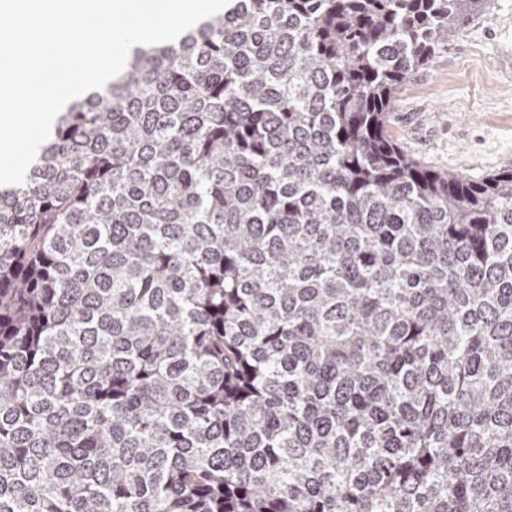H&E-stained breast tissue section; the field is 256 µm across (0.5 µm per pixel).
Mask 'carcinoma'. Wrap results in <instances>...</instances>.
Instances as JSON below:
<instances>
[{
  "label": "carcinoma",
  "instance_id": "obj_1",
  "mask_svg": "<svg viewBox=\"0 0 512 512\" xmlns=\"http://www.w3.org/2000/svg\"><path fill=\"white\" fill-rule=\"evenodd\" d=\"M482 0H228L0 187V512H512V171L405 80Z\"/></svg>",
  "mask_w": 512,
  "mask_h": 512
}]
</instances>
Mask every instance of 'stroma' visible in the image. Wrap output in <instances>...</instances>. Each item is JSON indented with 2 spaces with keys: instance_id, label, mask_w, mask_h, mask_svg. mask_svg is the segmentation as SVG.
I'll return each mask as SVG.
<instances>
[{
  "instance_id": "obj_1",
  "label": "stroma",
  "mask_w": 512,
  "mask_h": 512,
  "mask_svg": "<svg viewBox=\"0 0 512 512\" xmlns=\"http://www.w3.org/2000/svg\"><path fill=\"white\" fill-rule=\"evenodd\" d=\"M388 132L422 165L472 180L512 170V0H485L402 86Z\"/></svg>"
}]
</instances>
